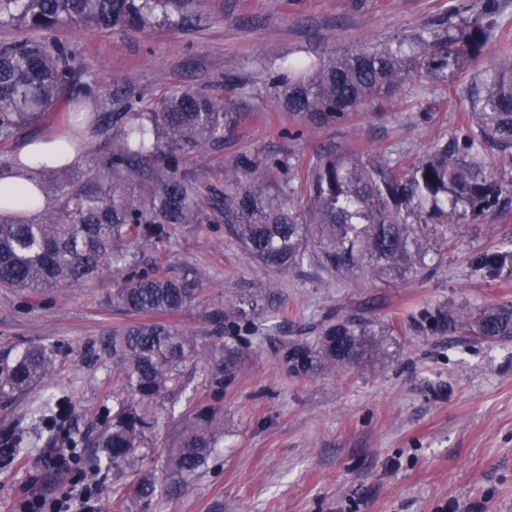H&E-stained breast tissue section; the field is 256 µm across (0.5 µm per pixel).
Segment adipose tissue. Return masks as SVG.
I'll use <instances>...</instances> for the list:
<instances>
[{
	"instance_id": "adipose-tissue-1",
	"label": "adipose tissue",
	"mask_w": 512,
	"mask_h": 512,
	"mask_svg": "<svg viewBox=\"0 0 512 512\" xmlns=\"http://www.w3.org/2000/svg\"><path fill=\"white\" fill-rule=\"evenodd\" d=\"M81 159L79 149L66 140L48 135L21 143L12 166L0 173V212L29 216L46 205L36 192V171L71 166Z\"/></svg>"
}]
</instances>
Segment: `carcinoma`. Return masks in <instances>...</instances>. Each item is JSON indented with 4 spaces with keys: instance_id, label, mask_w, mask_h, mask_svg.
Here are the masks:
<instances>
[{
    "instance_id": "carcinoma-1",
    "label": "carcinoma",
    "mask_w": 512,
    "mask_h": 512,
    "mask_svg": "<svg viewBox=\"0 0 512 512\" xmlns=\"http://www.w3.org/2000/svg\"><path fill=\"white\" fill-rule=\"evenodd\" d=\"M189 0H0V28L50 32L66 26L143 30L177 24ZM495 44L496 53L455 82L467 62ZM72 45L37 40L0 43V144L15 140L54 108L77 113L95 103L94 136L109 134V156L74 175L56 169V205L32 219L0 214V288L38 294L93 282L107 266L120 276L112 306L136 320L112 329L103 349L112 358V417L95 445L99 472H112L116 512L128 500L149 507L167 495L168 481L194 479L224 438L219 394L238 373L249 315L257 296L224 302L213 334L200 339L170 324L192 305L197 280L169 277L142 266L182 224L224 222L226 233L259 264L275 271L315 261L338 280L402 279L429 272L427 258L448 250V233L512 207V17L495 0H467L448 8V21L344 55L284 60L277 75L296 74L282 91L288 110L311 135L352 116L364 103L411 106L429 92L459 93L462 117L448 139L407 160L392 151L320 149L307 157L239 153L224 166V189L214 191L186 174L203 148L224 142L240 113L231 104L184 89L149 108L123 93L128 111L113 112L92 86L74 84ZM471 271L512 278V248L477 254ZM433 332L449 330L487 343L512 342V306L437 307L419 313ZM372 320L358 311L327 317L314 343L288 353L291 372L334 375L367 361ZM207 365L212 397L191 386ZM46 349L29 346L0 363V394L22 393L53 370ZM186 396L161 468L145 472L149 441L166 401ZM72 404L49 399L41 436L70 428ZM30 442L17 428L0 437V459ZM131 474L136 480L122 483Z\"/></svg>"
}]
</instances>
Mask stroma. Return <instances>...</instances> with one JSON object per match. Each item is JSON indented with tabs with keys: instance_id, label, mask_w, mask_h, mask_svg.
Masks as SVG:
<instances>
[{
	"instance_id": "obj_1",
	"label": "stroma",
	"mask_w": 512,
	"mask_h": 512,
	"mask_svg": "<svg viewBox=\"0 0 512 512\" xmlns=\"http://www.w3.org/2000/svg\"><path fill=\"white\" fill-rule=\"evenodd\" d=\"M457 0H193L187 21L142 31L64 28L59 39L81 56L78 81H93L112 111H124L117 89L141 107L181 89L223 100L240 97L241 119L221 144L204 148L190 168L220 187L225 163L239 152L307 156L316 149L384 148L425 154L455 130L460 114L445 97L400 110L367 104L351 119L293 139L294 120L272 65L294 56H328L380 43L444 16ZM512 246V209L458 228L435 273L337 281L317 264L276 272L257 264L220 222L185 224L160 253L143 258L175 277L193 269L200 291L177 327L210 336L213 312L231 297L268 295L253 322L270 328L246 349L226 388L224 440L207 469L174 483L149 509L128 512H512V343L489 345L433 333L413 320L415 307L449 302H512V279L471 276L469 261ZM117 283L104 272L94 284L33 298L0 290V360L40 345L55 358L43 383L19 396L0 395V435L18 421L35 423L41 407L64 396L78 409L83 439L67 482L43 468L41 440L0 465V512H23L30 488L54 496L89 486L96 512H114L111 476L92 466V442L112 409V361L99 351L112 326ZM360 310L383 337L382 365L339 376L292 374L296 342L314 341L327 313Z\"/></svg>"
}]
</instances>
